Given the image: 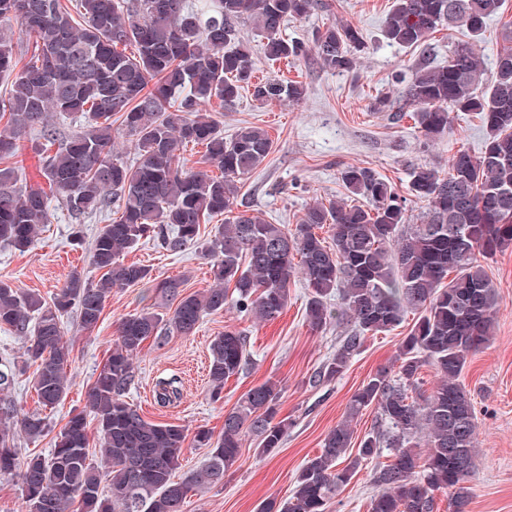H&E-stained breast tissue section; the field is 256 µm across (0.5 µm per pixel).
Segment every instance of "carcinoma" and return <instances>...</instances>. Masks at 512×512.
<instances>
[{
	"label": "carcinoma",
	"instance_id": "cac0c4a2",
	"mask_svg": "<svg viewBox=\"0 0 512 512\" xmlns=\"http://www.w3.org/2000/svg\"><path fill=\"white\" fill-rule=\"evenodd\" d=\"M76 2L77 19L62 0H0V77L10 80L0 100L6 116L0 163L36 132L58 144L45 160L44 175L71 217L79 221L114 204L119 216L102 225L92 242L91 264L103 271L98 281L75 270L46 301L0 279V328L24 334V354L36 365L34 390L43 406L53 408L70 388L64 316L76 312L79 326L91 330L113 290L138 285L177 304L170 313L143 310L119 323L110 354L85 390L98 434L97 459L90 453L86 416L79 413L49 455L18 462L16 436L36 440L46 422L39 413L14 419V373L0 368V475L21 469L26 512H181L190 491L224 480L240 457L245 432L259 437L261 455L280 448L292 422L277 419L282 389L269 380L250 388L224 415L220 435L196 432V446L209 449L207 463L177 481L184 430L145 419L124 393L134 377L133 356L145 340L160 341L167 330L190 334L203 315L228 304L274 320L288 305L297 271L308 288V326L318 331L335 321L347 328L336 353L311 376L315 386L341 376L368 338L398 327L409 311L418 317L400 345L397 378L386 369L371 375L352 395L344 421L325 435L320 453L302 465L291 497L265 501L258 512H326L362 463L385 451L388 462L372 470L380 491L371 512H434L439 491L448 493V512H467L469 474L457 462L465 460L472 470L477 425L458 379L468 356L491 342L497 314L495 285L481 260L512 247V49L498 56L488 74L473 41L500 14L504 0H394L385 21L384 38L405 48L423 46L440 27L470 36L448 64L416 69L405 88L404 102L415 107L425 139L448 133L451 110L477 113L486 133L479 154L457 151L445 172L414 168L410 192L427 201L421 222L407 223L405 200L376 172L348 166L340 179L365 203H316L293 230L233 213L239 181L266 160L273 142L258 126L224 137L205 106L231 103L246 87L261 105L301 100L300 84L254 80L253 53L239 42L237 25L252 22L266 60L299 57L305 47L285 39L282 28L316 11L318 0H219L208 16L190 10L188 0ZM14 23L35 40L34 55L24 64ZM128 43L137 48L133 56L119 50ZM313 44L322 67L349 71L364 38L336 22L317 31ZM114 115L136 137L133 166L113 155ZM67 119L81 120L80 129L66 134L60 122ZM188 143L205 146L197 167L181 157ZM213 167L220 175L211 174ZM218 216L224 222L203 244L213 283L199 293L184 294L182 281L157 282L147 267L121 259L147 238L169 250L196 243L200 226ZM48 223L44 191L18 185L14 168H0V246L25 252ZM326 224L329 245L317 233ZM210 350L211 397L218 400L224 382L244 367L245 339L227 330L213 338ZM426 365L438 376L427 396L419 383ZM369 407L377 412V426L351 457V421Z\"/></svg>",
	"mask_w": 512,
	"mask_h": 512
}]
</instances>
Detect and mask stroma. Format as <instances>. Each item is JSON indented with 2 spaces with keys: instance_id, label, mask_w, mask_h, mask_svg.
I'll return each instance as SVG.
<instances>
[{
  "instance_id": "stroma-1",
  "label": "stroma",
  "mask_w": 512,
  "mask_h": 512,
  "mask_svg": "<svg viewBox=\"0 0 512 512\" xmlns=\"http://www.w3.org/2000/svg\"><path fill=\"white\" fill-rule=\"evenodd\" d=\"M321 9L302 20L289 21L283 31L291 41L312 45L316 30L332 22L357 28L365 47L353 69L332 73L323 70L314 54L275 63L256 59V78L280 76L302 84L303 99L296 103L260 105L248 91L227 105L212 102L208 110L225 135L247 126L266 129L273 149L263 164L240 183L237 209L274 224L295 227L306 208L347 197L340 172L348 166L373 169L405 197L409 223H419L426 211L424 200L409 190L411 171L421 165L447 171L449 158L460 149L478 154L483 127L476 113H450L448 132L434 144L424 145L412 107L404 106L403 92L419 64H447L455 43L464 40L460 30L431 33L425 49L387 43L382 29L393 0H321ZM512 0H505L499 15L490 19L478 45L486 68L512 43ZM392 107L382 111L380 99ZM47 146L37 134L21 142L11 159L24 184L47 187L42 171ZM51 222L41 227L34 245L25 252L0 247V278L21 291L50 299L69 273L84 272L90 279L100 273L90 263V244L101 218L72 219L58 201H51ZM124 262L147 266L158 279L184 280L191 293L211 284L210 264L200 243L180 251L166 250L160 241H147L123 256ZM496 287L497 321L490 345L472 355L459 382L470 395L477 423L478 453L468 479L469 512H512V249L483 262ZM308 290L302 276L290 283L284 312L271 321L242 315L233 306L203 316L193 333H168L163 342L147 339L134 362L136 374L125 399L147 420L181 426L186 435L184 460L178 477H185L204 463L208 451L196 447L198 429L221 433L225 413L234 409L253 386L274 380L282 388L279 415L292 425L281 448L259 455V439L246 434L241 455L222 483L188 494L182 512H257L268 499L287 500L302 464L321 450L325 435L342 421L354 392L376 370L395 367L400 342L414 324L407 314L395 330L370 338L346 372L329 384L315 387L310 377L334 354L345 334L331 325L311 330L305 320ZM154 291L139 285L114 290L101 320L90 332L81 330L75 315L63 319V339L69 349L66 376L71 387L53 408L40 404L32 387L34 368L23 356V339L11 329H0V362L15 371L11 396L18 414L41 413L48 430L34 441L18 437L20 455L49 454L71 415L85 412V390L116 339L119 322L143 308L159 304ZM246 338L248 354L243 371L224 385L221 400L210 397L209 344L224 331ZM178 381L181 395L174 403L159 404L155 385L163 379ZM377 492L370 466H362L349 484L330 500L327 512H370Z\"/></svg>"
}]
</instances>
